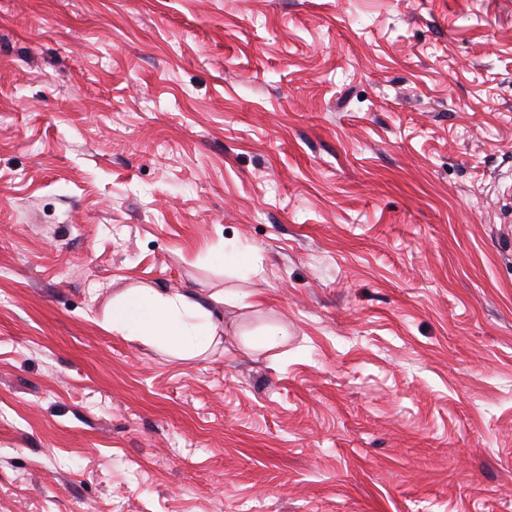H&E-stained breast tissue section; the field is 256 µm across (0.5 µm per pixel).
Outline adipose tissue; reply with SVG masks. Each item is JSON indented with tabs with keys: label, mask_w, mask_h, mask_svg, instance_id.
Wrapping results in <instances>:
<instances>
[{
	"label": "adipose tissue",
	"mask_w": 512,
	"mask_h": 512,
	"mask_svg": "<svg viewBox=\"0 0 512 512\" xmlns=\"http://www.w3.org/2000/svg\"><path fill=\"white\" fill-rule=\"evenodd\" d=\"M221 295L207 298L159 288H131L112 301L106 326L113 334L192 359L212 344L218 333Z\"/></svg>",
	"instance_id": "obj_1"
}]
</instances>
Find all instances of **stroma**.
Masks as SVG:
<instances>
[{"instance_id":"obj_1","label":"stroma","mask_w":512,"mask_h":512,"mask_svg":"<svg viewBox=\"0 0 512 512\" xmlns=\"http://www.w3.org/2000/svg\"><path fill=\"white\" fill-rule=\"evenodd\" d=\"M0 512H512V0H0ZM224 303L225 295L202 298L188 292L130 288L112 300L106 326L127 340L193 359L218 336L216 306ZM261 336V340L259 344H253L249 340L244 339L243 344L247 348H261V349H271L278 345H280L282 342L285 341V339L288 336V331L278 325H267L263 332L259 335Z\"/></svg>"}]
</instances>
